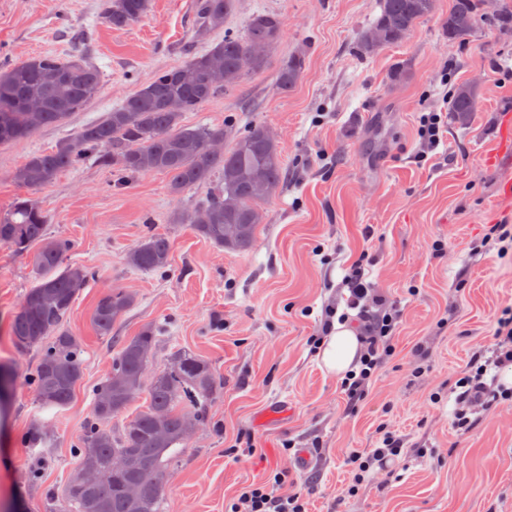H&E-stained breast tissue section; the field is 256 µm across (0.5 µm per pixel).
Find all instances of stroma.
<instances>
[{
	"instance_id": "35a3bbf8",
	"label": "stroma",
	"mask_w": 512,
	"mask_h": 512,
	"mask_svg": "<svg viewBox=\"0 0 512 512\" xmlns=\"http://www.w3.org/2000/svg\"><path fill=\"white\" fill-rule=\"evenodd\" d=\"M101 2L0 0V64L66 58L80 42L103 74L98 96L66 122L0 146V215L20 198L37 200L49 237L72 243L68 263L95 273L65 322L85 347L84 378L66 407L43 408L30 385L39 350L9 334L40 246L0 245V368L11 378L0 402V512H50L79 470L75 444L92 389L110 371L114 337L150 324L164 332L149 370L184 350L218 379L206 421L169 474L164 512H226L240 489L270 484L279 472L281 492L301 493L309 512H512V401L475 414L466 436L454 425L457 376L475 345L490 344L497 314L512 302V252H472L488 225L512 222V160L496 156L512 117V27L495 20L506 0H482L472 32L458 40L443 28L450 0H437L407 39L367 55L360 41L382 0H239L223 30L203 39L195 35L196 0H151L147 15L124 28L106 22ZM265 11L285 20L267 68L183 117L189 126L225 128L228 146L256 123L277 140L288 179L264 204L251 249L215 247L176 223L205 201L207 184L174 195L166 174L153 172L122 185L92 157L44 187L14 180L32 152L75 137L157 70L242 35ZM299 54L303 76L280 92L278 69ZM397 68L404 77L395 82ZM461 84L476 89V108L463 120L443 101ZM435 111L447 112L448 130L424 158L419 118ZM150 232L172 242L166 271L126 264ZM359 257L367 282L402 320L395 355L350 409L342 375L321 360L322 328L327 309L345 311L342 280ZM114 288L135 303L107 339L96 335L92 313ZM38 421L53 446L36 474L25 436ZM387 431L403 439L401 455L336 503L350 451L381 447ZM246 441L256 453L241 462L236 450Z\"/></svg>"
}]
</instances>
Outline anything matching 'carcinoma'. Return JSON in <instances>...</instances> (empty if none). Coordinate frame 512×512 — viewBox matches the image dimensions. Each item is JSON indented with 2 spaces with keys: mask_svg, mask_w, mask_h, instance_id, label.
Wrapping results in <instances>:
<instances>
[{
  "mask_svg": "<svg viewBox=\"0 0 512 512\" xmlns=\"http://www.w3.org/2000/svg\"><path fill=\"white\" fill-rule=\"evenodd\" d=\"M479 4L480 0H453L445 22L448 38L462 39L472 31ZM235 5L236 0H197V36L223 29ZM149 7L150 0H103V15L112 26L127 27L140 21ZM435 8L436 0H383L381 15L362 36L361 50L368 54L404 41ZM283 31L280 14L253 15L244 35H226L210 49L193 53L187 62L157 71L102 121L82 128L75 138L50 151L32 153L14 172V179L28 187L48 185L88 154L112 168L124 183L162 172L169 178V190L177 195L209 183L218 173L217 190L188 210L181 222L217 247L250 248L262 223V205L286 179L277 141L265 125L256 123L226 149L224 128H192L183 124L182 117L245 76L261 73ZM303 69L300 55L285 62L278 73L279 90L286 93L294 88ZM101 86V72L78 56L36 55L1 68L0 145L65 121L95 98ZM32 102L38 106H30ZM474 108L473 87H456L451 111L464 115ZM48 223L47 213L32 198L17 201L0 216L1 245L23 250L43 243L34 258L35 283L25 293L9 332L18 346L40 350L30 381L44 408L68 405L83 379L84 347L64 329V321L93 278L89 268L65 263L72 244L48 238ZM171 249L167 236L150 233L126 255V263L140 271L164 270L170 265ZM133 303L134 296L123 288L102 296L92 318L98 335L112 337L115 324ZM158 333L159 327L147 325L137 335L118 340L109 375L93 389L92 417L78 443L80 471L96 475L98 481L70 480L52 512H163L168 471L187 447L189 429L206 417L216 374L209 363L176 350L166 367L146 378ZM142 392L148 398L146 409L121 430L108 428L112 417ZM26 441L31 448H46L51 435L45 426L36 425Z\"/></svg>",
  "mask_w": 512,
  "mask_h": 512,
  "instance_id": "1",
  "label": "carcinoma"
}]
</instances>
